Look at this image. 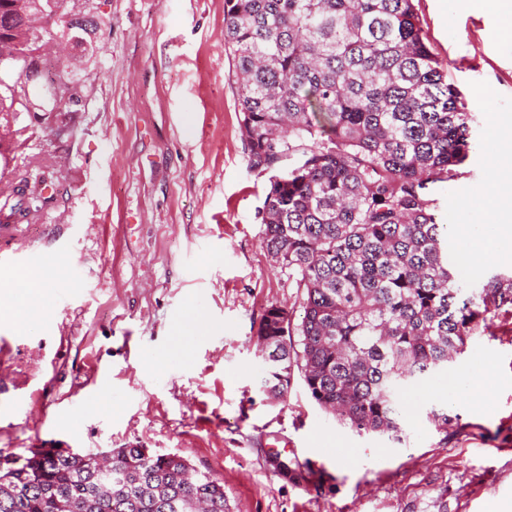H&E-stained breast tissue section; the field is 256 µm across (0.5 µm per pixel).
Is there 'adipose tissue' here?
Returning a JSON list of instances; mask_svg holds the SVG:
<instances>
[{
    "instance_id": "ef3b65f1",
    "label": "adipose tissue",
    "mask_w": 512,
    "mask_h": 512,
    "mask_svg": "<svg viewBox=\"0 0 512 512\" xmlns=\"http://www.w3.org/2000/svg\"><path fill=\"white\" fill-rule=\"evenodd\" d=\"M479 211L480 225L460 227L469 241L458 258L459 269L465 274L474 272L498 253L512 250V227L501 222V199L496 190L487 192Z\"/></svg>"
}]
</instances>
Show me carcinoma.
<instances>
[{
  "label": "carcinoma",
  "instance_id": "cac0c4a2",
  "mask_svg": "<svg viewBox=\"0 0 512 512\" xmlns=\"http://www.w3.org/2000/svg\"><path fill=\"white\" fill-rule=\"evenodd\" d=\"M63 2L0 0V112L51 115L85 96L66 64L59 101L51 81L29 76L33 51L79 36ZM224 50L247 166L269 175L263 247L303 290L299 323L281 307L263 314L262 391L283 398L296 367L343 425L399 442V392L447 369L512 307V274L462 297L429 194L469 156L461 93L440 73L414 0H224ZM48 188L21 177L13 195L37 211ZM111 458L102 474L82 457L0 449V512H196L200 501L228 512L224 484L181 455L133 445Z\"/></svg>",
  "mask_w": 512,
  "mask_h": 512
}]
</instances>
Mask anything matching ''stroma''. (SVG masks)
I'll return each mask as SVG.
<instances>
[{
	"label": "stroma",
	"instance_id": "obj_1",
	"mask_svg": "<svg viewBox=\"0 0 512 512\" xmlns=\"http://www.w3.org/2000/svg\"><path fill=\"white\" fill-rule=\"evenodd\" d=\"M427 43L467 103L472 152L431 187L464 249L470 202L498 182L488 112L512 117V44L495 10L414 0ZM92 52L46 57L88 79L33 135L9 177L52 182L14 246L61 260L47 319L22 323L21 284L0 271V448L108 451L142 444L220 479L231 512H512V314L500 313L445 372L401 394L402 442L339 424L294 375L282 400L260 387L267 307L300 314L301 290L262 245L268 178L247 167L224 0H80ZM197 317V337L182 329ZM474 395L449 396L469 369ZM449 411L435 426L431 410Z\"/></svg>",
	"mask_w": 512,
	"mask_h": 512
}]
</instances>
